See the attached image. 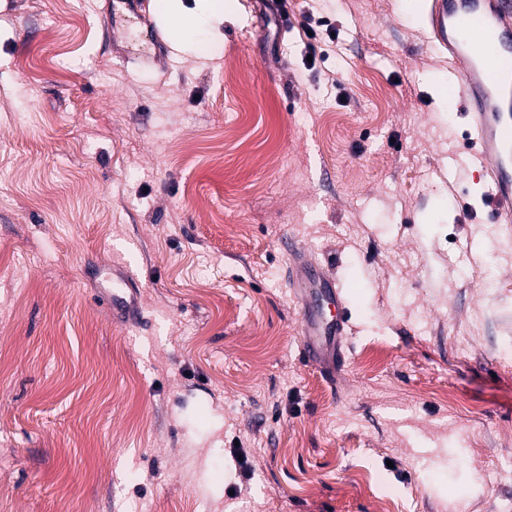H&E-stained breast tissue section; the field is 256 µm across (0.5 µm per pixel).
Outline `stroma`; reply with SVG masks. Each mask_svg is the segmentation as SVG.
Instances as JSON below:
<instances>
[{
	"instance_id": "obj_1",
	"label": "stroma",
	"mask_w": 512,
	"mask_h": 512,
	"mask_svg": "<svg viewBox=\"0 0 512 512\" xmlns=\"http://www.w3.org/2000/svg\"><path fill=\"white\" fill-rule=\"evenodd\" d=\"M177 5L222 23L150 65L122 0H0V512H512V239L423 0ZM291 242L344 287L332 380ZM104 281L99 289L98 297L112 312V319L122 323H137L143 310L135 288L133 276L123 266L108 265Z\"/></svg>"
}]
</instances>
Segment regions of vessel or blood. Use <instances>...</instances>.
I'll return each instance as SVG.
<instances>
[{"label": "vessel or blood", "mask_w": 512, "mask_h": 512, "mask_svg": "<svg viewBox=\"0 0 512 512\" xmlns=\"http://www.w3.org/2000/svg\"><path fill=\"white\" fill-rule=\"evenodd\" d=\"M430 41L447 50L458 76L453 98L467 108L471 148L493 186L490 215L512 232V0H431ZM303 350L324 374L345 354L349 320L335 274L302 248H288ZM99 298L115 321L135 323L143 310L128 268L109 265Z\"/></svg>", "instance_id": "1"}]
</instances>
